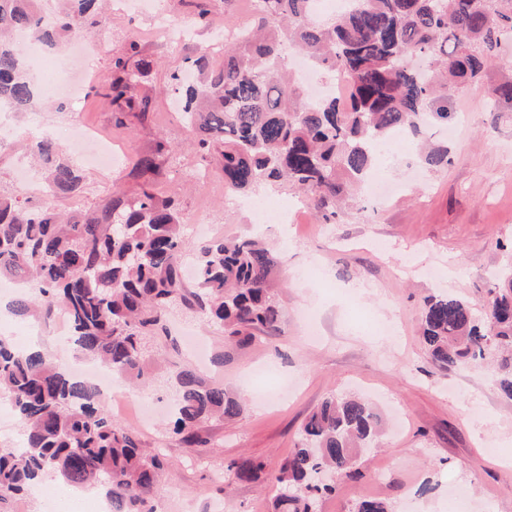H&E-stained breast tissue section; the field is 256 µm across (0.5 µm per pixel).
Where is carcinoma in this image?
Returning <instances> with one entry per match:
<instances>
[{
  "instance_id": "cac0c4a2",
  "label": "carcinoma",
  "mask_w": 512,
  "mask_h": 512,
  "mask_svg": "<svg viewBox=\"0 0 512 512\" xmlns=\"http://www.w3.org/2000/svg\"><path fill=\"white\" fill-rule=\"evenodd\" d=\"M53 25L43 28L38 0H0V102L16 113L31 111L43 94L29 74L21 44L12 33L30 30L57 46L108 23L98 0H63ZM256 29L241 31L224 44L218 66L202 53L189 69L199 79L181 84L183 121L199 151L218 165L224 188L254 192L288 183L311 195L314 209L328 219L351 184L362 182L375 152L392 136L419 137L429 123L452 116L446 87L460 89L512 43V0H349L334 16L314 17V0H255ZM293 50L324 73L341 71L350 98L310 103L282 73ZM130 43L112 59L103 86L116 112L145 119L135 88L150 73L149 62ZM49 187L77 196L84 178L58 156L56 142H30ZM169 149L137 157L141 180L133 193L118 194L92 212L63 217L51 206L27 208L0 195V276L31 284L33 292L15 298L13 312L27 318L51 317L60 307L74 350L97 359L121 380L149 379L145 350L163 328L169 307L189 304L185 295L179 210L170 195L154 191ZM198 307L229 338H254L282 319L271 291L276 253L250 237L210 241L197 252ZM485 317L463 298L425 300L421 336L440 367L478 364L486 354L503 353L501 389L512 397V269L498 273ZM172 431L194 442L202 421L240 414L239 401L222 386L202 383L183 370ZM0 398L15 412L22 430L18 448L0 446V512L4 505L53 472L73 486H99L112 499L113 512H154L148 506L164 471L159 455L146 452L129 429L112 418L93 387L72 377L65 364L41 348L18 350L0 336ZM380 427L374 406L358 397L326 398L303 426L302 441L280 466L266 471L262 461L244 458L228 465L225 484L266 475L275 512H315L332 487L316 480L329 472L351 477L357 458L373 447Z\"/></svg>"
}]
</instances>
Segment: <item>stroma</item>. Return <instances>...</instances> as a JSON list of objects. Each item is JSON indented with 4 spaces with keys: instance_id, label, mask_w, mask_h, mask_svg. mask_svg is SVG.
Returning <instances> with one entry per match:
<instances>
[{
    "instance_id": "1",
    "label": "stroma",
    "mask_w": 512,
    "mask_h": 512,
    "mask_svg": "<svg viewBox=\"0 0 512 512\" xmlns=\"http://www.w3.org/2000/svg\"><path fill=\"white\" fill-rule=\"evenodd\" d=\"M159 5L169 18L193 24L192 41L155 40L148 11L127 10L112 0L110 27L89 42L91 76L82 94L62 112L50 101L18 114L14 133L0 143V192L27 207L37 206L38 197L18 184L15 171L31 164L25 133L32 125L80 120L126 152L128 164L103 175L83 165L76 144L62 143L63 158L81 166L85 176L80 197L57 199L59 211L67 213L93 209L113 191L136 190L131 160L165 139L176 167L164 169L156 188L176 194L190 246L203 242L205 221L215 238L260 232L279 258L270 275L284 311L276 333L230 341L199 308L178 305L151 345L148 385L129 387L128 401L112 407L113 417L137 434L143 448L162 450L169 462L170 477L150 501L155 512H206L210 504L224 512H274L265 480L226 488L214 473L242 458L277 469L298 443L307 417L333 394L369 395L384 430L354 477L328 476L334 491L320 498L319 512H353L367 496L387 501L393 512H458L447 495L452 484L466 492L465 512H512V397L500 389L495 363L439 367L420 336L425 297L459 296L485 313L495 272L512 267V104L490 107L493 88L512 80V45L467 90H448L456 114L428 130L433 142L447 147V167L420 166L411 140L404 148H388L374 173L395 185V192L382 200L358 196L332 223L309 211L291 231L283 224H250L239 197L225 191L219 175L209 174L203 185L192 179V171L206 163L192 146L175 96L161 100L141 90L146 119L116 127L112 104L98 87L129 43L153 61V81L160 84L185 73L188 58L207 48L214 28L257 24L250 0H210L205 25L195 21L193 0ZM434 267L441 268L440 277H431ZM0 336L21 349L37 340L52 353L62 346L50 322L29 317L1 318ZM266 365L295 380L286 399L265 402L241 385L244 373ZM185 369L204 383L224 385L242 406L239 416L201 423L191 445L167 426L178 391L175 376ZM497 448L506 449L507 458L494 456ZM381 466L386 476L376 487L371 479ZM71 498L85 508L93 494L87 487L71 493L67 483L50 476L15 512H44L49 501Z\"/></svg>"
}]
</instances>
